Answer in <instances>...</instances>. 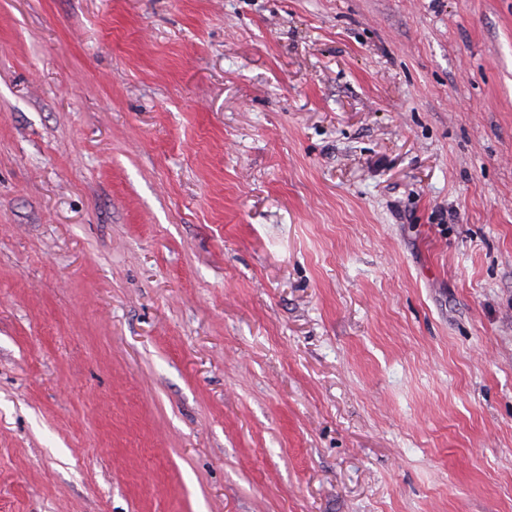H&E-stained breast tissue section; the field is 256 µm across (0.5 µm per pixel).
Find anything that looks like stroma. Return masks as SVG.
<instances>
[{"label": "stroma", "instance_id": "1", "mask_svg": "<svg viewBox=\"0 0 512 512\" xmlns=\"http://www.w3.org/2000/svg\"><path fill=\"white\" fill-rule=\"evenodd\" d=\"M0 512H512V0H0Z\"/></svg>", "mask_w": 512, "mask_h": 512}]
</instances>
